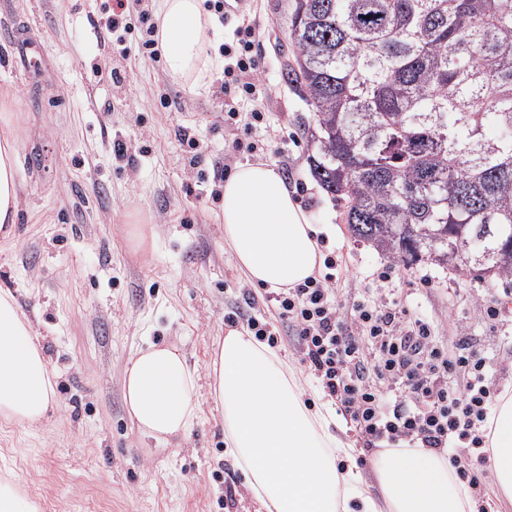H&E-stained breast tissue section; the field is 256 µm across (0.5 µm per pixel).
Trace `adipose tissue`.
<instances>
[{
    "instance_id": "1",
    "label": "adipose tissue",
    "mask_w": 512,
    "mask_h": 512,
    "mask_svg": "<svg viewBox=\"0 0 512 512\" xmlns=\"http://www.w3.org/2000/svg\"><path fill=\"white\" fill-rule=\"evenodd\" d=\"M156 38L169 76L207 87L215 69L214 31L202 0H159ZM17 137L0 135V228L14 223L21 190ZM224 244L246 279L261 288H295L322 264L317 231L280 171L238 165L224 181ZM208 394L224 416V451L259 512H478L447 454L384 448L373 458V495L328 406L309 407L290 363L249 333L218 341L207 366ZM199 376L174 346L137 350L123 374L130 419L145 435H186L198 412ZM58 403L55 383L28 318L0 292V415L41 420ZM487 436L500 493L512 498V394L503 393Z\"/></svg>"
}]
</instances>
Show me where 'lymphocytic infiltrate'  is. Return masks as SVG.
<instances>
[{
  "instance_id": "1",
  "label": "lymphocytic infiltrate",
  "mask_w": 512,
  "mask_h": 512,
  "mask_svg": "<svg viewBox=\"0 0 512 512\" xmlns=\"http://www.w3.org/2000/svg\"><path fill=\"white\" fill-rule=\"evenodd\" d=\"M95 26L128 57L127 0H103ZM336 268L326 256L322 271L270 298L309 373L366 445L450 451L457 476L481 491L492 472L486 434L500 395L485 351H449L426 316L398 309L379 288L363 289L342 311Z\"/></svg>"
}]
</instances>
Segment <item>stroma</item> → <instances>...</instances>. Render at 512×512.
Wrapping results in <instances>:
<instances>
[{"label":"stroma","mask_w":512,"mask_h":512,"mask_svg":"<svg viewBox=\"0 0 512 512\" xmlns=\"http://www.w3.org/2000/svg\"><path fill=\"white\" fill-rule=\"evenodd\" d=\"M225 2L215 42L253 29L251 54L266 87L253 99L221 93L220 55L214 82L199 91L171 80L164 57L121 59L95 32L100 0H0V26L27 27L35 61L6 64L11 51L0 45V132L17 133L23 188L16 226L0 237V289L32 321L58 396L42 421L0 418V482L40 512H257L224 456L223 415L207 394L188 434L164 445L130 421L122 390L128 358L149 343L177 346L205 375L237 310L270 323L278 349L299 362L267 289L249 288L224 250L222 194L235 166L278 167L323 229L324 252L339 260L340 304L378 286L392 264L352 235L344 201L310 173L305 131L315 116L283 76L293 0ZM119 66L127 82L116 90L108 76ZM255 109L266 112V125H250ZM185 133L196 151L182 145ZM135 225L144 246L130 237ZM395 267L388 286L398 308L427 313L448 344L512 351V290L501 281L426 261ZM488 297L506 308L499 321L480 312Z\"/></svg>","instance_id":"35a3bbf8"}]
</instances>
